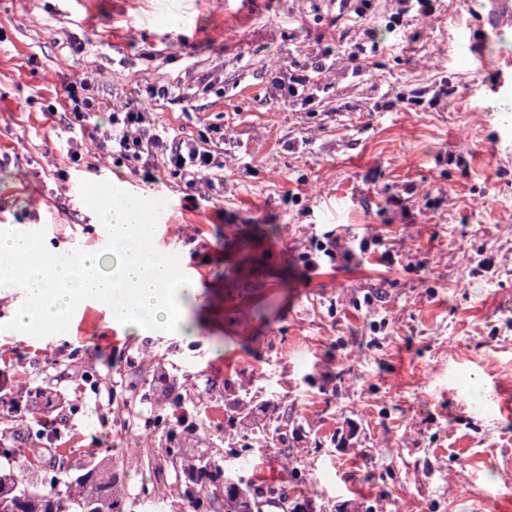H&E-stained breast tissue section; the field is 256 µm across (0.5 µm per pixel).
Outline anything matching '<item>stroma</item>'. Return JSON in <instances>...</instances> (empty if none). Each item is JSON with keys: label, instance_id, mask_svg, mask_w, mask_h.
I'll use <instances>...</instances> for the list:
<instances>
[{"label": "stroma", "instance_id": "35a3bbf8", "mask_svg": "<svg viewBox=\"0 0 512 512\" xmlns=\"http://www.w3.org/2000/svg\"><path fill=\"white\" fill-rule=\"evenodd\" d=\"M0 0V225L59 253L96 241L99 197L123 180L181 212L155 250L199 267L181 297L191 338L113 334L105 304L23 333L21 292L0 285V370L72 402L71 464L101 449L132 505L188 512L157 475L163 431L111 420L131 391L142 418L174 405L201 421L198 448L225 456L212 410L247 398L288 429L287 450L254 456L281 477L288 453L325 512H512V23L485 0H435L407 34L376 0L364 37L339 0H191L192 30L159 27L154 0ZM371 40L361 73L337 60L309 110L280 98L282 66ZM87 80L103 110L134 87L191 90L187 108L139 100L168 128L224 131V193L186 199L169 175L131 172L69 116L64 87ZM448 84L436 96L438 81ZM79 155L70 161L68 151ZM350 244L315 271L326 233Z\"/></svg>", "mask_w": 512, "mask_h": 512}]
</instances>
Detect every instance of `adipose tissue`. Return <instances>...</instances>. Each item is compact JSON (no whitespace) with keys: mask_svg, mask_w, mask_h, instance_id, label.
<instances>
[{"mask_svg":"<svg viewBox=\"0 0 512 512\" xmlns=\"http://www.w3.org/2000/svg\"><path fill=\"white\" fill-rule=\"evenodd\" d=\"M98 217L112 227L109 254L91 251L73 264L50 262L28 234L0 228V278L17 280L22 290L11 309L15 325L38 332L67 321L76 304L94 299L131 334L152 329L192 335L173 286L159 280L163 260L149 252L151 215L115 195L99 207Z\"/></svg>","mask_w":512,"mask_h":512,"instance_id":"ef3b65f1","label":"adipose tissue"}]
</instances>
